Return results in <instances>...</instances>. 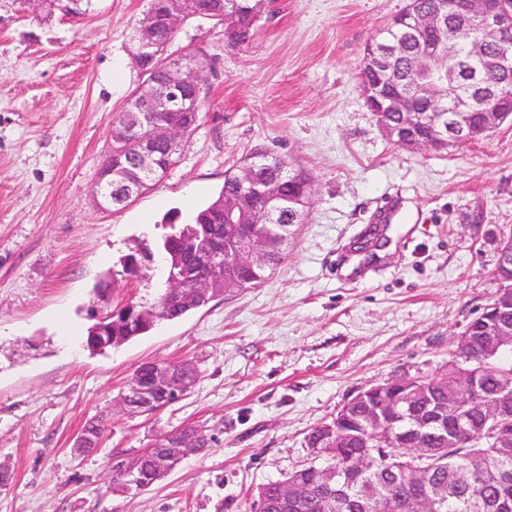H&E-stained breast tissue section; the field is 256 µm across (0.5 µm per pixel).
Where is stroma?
Masks as SVG:
<instances>
[{
    "instance_id": "1",
    "label": "stroma",
    "mask_w": 512,
    "mask_h": 512,
    "mask_svg": "<svg viewBox=\"0 0 512 512\" xmlns=\"http://www.w3.org/2000/svg\"><path fill=\"white\" fill-rule=\"evenodd\" d=\"M407 5L264 0L241 49L212 20L183 23L168 51L203 67L200 125L167 176L114 211L91 188L142 83L131 37L150 0H82L48 18L0 6V512H252L258 488L311 462L307 434L359 392L446 372L498 291L512 121L441 150L384 135L363 60ZM256 152L312 178L285 261L259 287L90 354L95 318L151 305L164 285L161 263L133 278L121 258L154 250L168 212L190 222ZM150 360L189 362L200 378L180 402L128 414L126 384ZM99 415L101 446L75 451ZM185 426L205 451L148 489L114 485L113 454Z\"/></svg>"
}]
</instances>
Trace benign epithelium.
Instances as JSON below:
<instances>
[{
    "label": "benign epithelium",
    "mask_w": 512,
    "mask_h": 512,
    "mask_svg": "<svg viewBox=\"0 0 512 512\" xmlns=\"http://www.w3.org/2000/svg\"><path fill=\"white\" fill-rule=\"evenodd\" d=\"M182 0H151V7L134 36L132 59L139 66L145 82L132 95L126 110L121 113L123 134H136L129 148L109 155L100 166L93 188V198L101 209L124 206L137 198L147 187L146 178L159 167L160 153H169L186 129L184 117H198V101L202 92V68L195 58L187 55H164L159 49L158 32L175 31L183 23ZM224 14L223 0H205L194 17L211 19ZM406 23L412 34L442 31L446 28L468 40V56L480 61L491 46L507 45L506 36L512 33V0H436L428 12H417L409 6L393 18ZM400 45L390 43L377 50L368 48L363 66V84L370 94L371 111L382 116L400 114L394 125L381 122L383 132L401 146L419 149H445L474 140L471 113L481 114L482 126L489 131L512 116V54L500 52L496 70L482 79L484 89L477 96L458 95L445 102L434 91L436 82L446 80L453 86L457 75L448 71L444 53L430 55L429 91L413 106L405 92L398 90L385 75L399 55ZM239 183L258 203L250 223L237 221L235 207L224 210V241L219 242L202 258L210 269L209 275L194 278L187 270L172 273L166 281L165 299L192 301L203 291L222 293L224 267L232 264L252 268L264 261L263 243L255 236L256 225L263 223L269 203L278 198L273 186L257 179L254 169H240ZM500 288L495 303L483 308L474 318L481 325L480 335H472L466 327L458 338L456 359L463 367L468 382L458 386L454 398L446 403L436 399L425 384L408 377L396 378L384 385L372 386L354 397L362 407V417L368 421L366 436L359 433L357 422L343 413L335 423L321 427L330 444L341 445L353 438H362L363 447L379 448L392 435L399 436L405 446L423 439L437 444L462 442L471 437L467 407L479 401L493 426L494 443L504 457H512V383L485 390L483 354L512 348V277H498ZM151 384L164 391L168 403L185 397L194 386L188 374L156 371ZM152 400L143 394V379L135 376L132 393L124 405L132 414L153 412ZM164 436L155 440L156 468L163 475L171 470L175 448H163ZM365 452L352 456L351 465L336 487H331L333 474L325 471L321 478L327 488L320 503V512H339L342 490L355 483L364 473ZM138 459H118V468L128 479V485L138 484ZM280 500L285 506L300 502L307 487L297 482L279 484Z\"/></svg>",
    "instance_id": "benign-epithelium-1"
}]
</instances>
